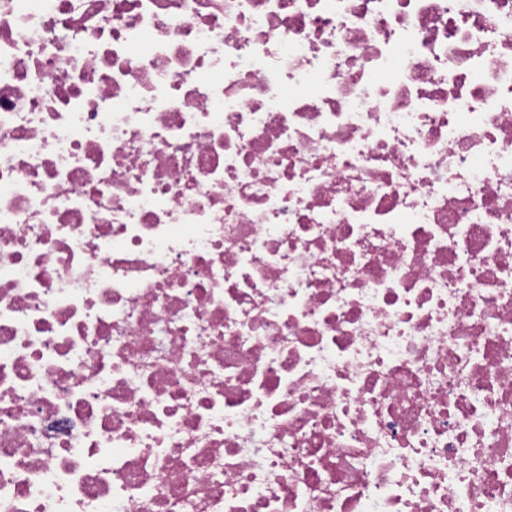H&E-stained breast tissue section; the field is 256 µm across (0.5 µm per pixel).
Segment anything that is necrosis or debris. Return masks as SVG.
I'll use <instances>...</instances> for the list:
<instances>
[{
    "instance_id": "necrosis-or-debris-1",
    "label": "necrosis or debris",
    "mask_w": 512,
    "mask_h": 512,
    "mask_svg": "<svg viewBox=\"0 0 512 512\" xmlns=\"http://www.w3.org/2000/svg\"><path fill=\"white\" fill-rule=\"evenodd\" d=\"M0 512H512V0H0Z\"/></svg>"
}]
</instances>
